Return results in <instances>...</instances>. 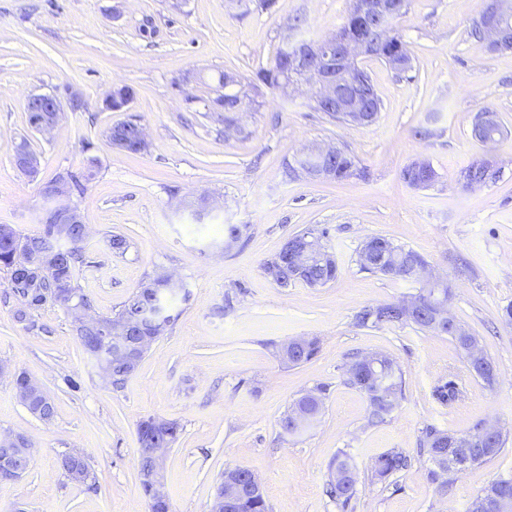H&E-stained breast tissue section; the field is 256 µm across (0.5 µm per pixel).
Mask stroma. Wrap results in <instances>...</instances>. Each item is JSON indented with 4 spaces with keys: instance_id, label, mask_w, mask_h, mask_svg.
I'll use <instances>...</instances> for the list:
<instances>
[{
    "instance_id": "obj_1",
    "label": "stroma",
    "mask_w": 512,
    "mask_h": 512,
    "mask_svg": "<svg viewBox=\"0 0 512 512\" xmlns=\"http://www.w3.org/2000/svg\"><path fill=\"white\" fill-rule=\"evenodd\" d=\"M483 0H409L394 27L412 60L401 78L382 60L360 58L381 100L369 125L339 124L314 111L306 93L261 88L257 103L224 124L213 101L232 73L253 83L283 39L325 38L345 22L350 0H0V224L21 236L43 233V187L79 177L71 202L90 230L77 281L93 313L109 316L148 275L173 274L182 290L173 322L122 390L106 387L85 353L70 311L46 305L19 320L20 302L0 271V432L34 446L21 478L0 482V512H148L138 477L141 420L177 422L164 486L171 512H210L225 469L243 467L261 483L271 512H467L489 483L512 475V52L485 51L469 35ZM128 85L127 108L103 97ZM56 96L63 114L46 135L32 128L31 95ZM492 110L507 130L493 143L473 133ZM137 119L145 150L116 148L110 129ZM27 142L34 174L14 154ZM335 145L355 155L366 177L288 175L302 150ZM495 159L501 178L465 188L473 160ZM438 179L415 188L402 177L417 161ZM208 197L216 214L197 218ZM244 224V244L225 250L224 227ZM328 227L339 265L322 288L277 287L263 263L305 228ZM126 238L125 253L106 244ZM381 235L425 256L453 289L450 309L483 338L498 379L485 388L448 336L413 325L367 329L357 310L416 293L415 285L360 271L356 252ZM298 337L320 341L310 361L290 366L277 354ZM357 351L383 352L403 371V397L386 422H367L368 401L346 384L343 365ZM25 373L54 403L52 421L31 414L13 376ZM456 376L464 396L449 406L433 396ZM325 387L314 424L298 435L281 427L303 394ZM479 422L506 428L498 454L459 473L448 494L429 477L421 430L458 432ZM398 448L406 470L377 480L374 458ZM347 452L357 494L338 508L325 494L328 467ZM82 454L95 488L71 482L61 460Z\"/></svg>"
}]
</instances>
